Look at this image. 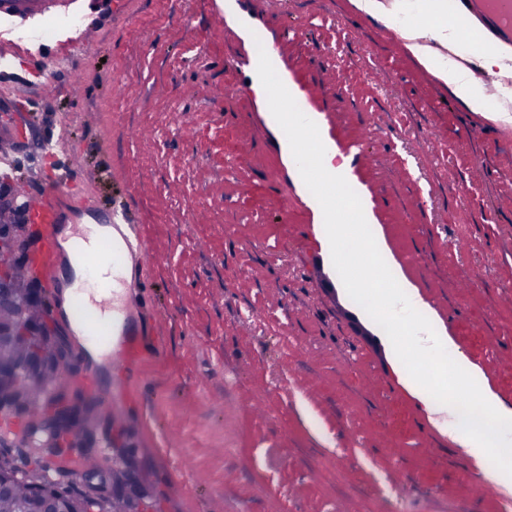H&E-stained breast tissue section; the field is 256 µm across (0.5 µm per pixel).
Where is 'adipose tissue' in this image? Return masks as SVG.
I'll list each match as a JSON object with an SVG mask.
<instances>
[{
  "mask_svg": "<svg viewBox=\"0 0 512 512\" xmlns=\"http://www.w3.org/2000/svg\"><path fill=\"white\" fill-rule=\"evenodd\" d=\"M354 9L381 21L398 38L404 52L437 80L449 85L453 95L470 111L487 120L512 124L507 108H489L479 90V75L496 77L512 70V44L487 31L461 0H350ZM284 126L298 125L304 137L293 139L295 158H308L320 180L313 200L324 219V242L336 253L340 268L350 274L358 301L381 317L387 335L399 341L395 349L401 384L423 406L431 423L447 431L464 420L468 433L458 438L461 448L487 437L490 455L481 460L485 479L496 488L512 492V461L502 460L501 449L512 446V408L500 401L481 369L465 356L448 361V338L435 320L416 315L417 292L408 283L385 276V245L381 237H365L358 222V207L340 209L336 193L351 190L345 178L347 165L334 164L336 150L322 133L317 119H303L284 111ZM470 397L468 411L455 403L456 391Z\"/></svg>",
  "mask_w": 512,
  "mask_h": 512,
  "instance_id": "adipose-tissue-1",
  "label": "adipose tissue"
}]
</instances>
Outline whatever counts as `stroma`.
Returning <instances> with one entry per match:
<instances>
[{"instance_id": "obj_1", "label": "stroma", "mask_w": 512, "mask_h": 512, "mask_svg": "<svg viewBox=\"0 0 512 512\" xmlns=\"http://www.w3.org/2000/svg\"><path fill=\"white\" fill-rule=\"evenodd\" d=\"M34 16L75 21L84 47L62 32L0 36V113L27 128L0 174L34 192L92 184L126 205L147 247L144 281L119 299L146 343L132 372L66 332L81 399L112 393L101 464L114 443L128 448L150 512H507L511 494L472 488L484 443L466 454L429 426L390 339L375 348L354 333L346 311L377 321L321 242L278 113L255 89L225 95L224 81L267 45L295 111L322 115L339 151L364 144L349 174L393 276L511 406L512 127L470 111L349 0H43L10 22ZM63 131L79 169L44 152Z\"/></svg>"}]
</instances>
